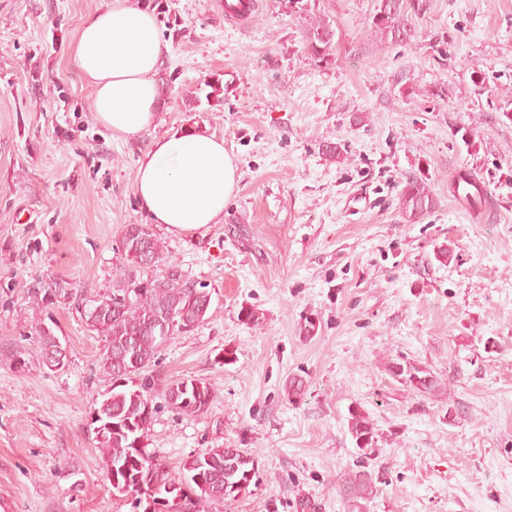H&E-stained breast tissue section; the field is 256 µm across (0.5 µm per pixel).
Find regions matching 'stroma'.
<instances>
[{
	"label": "stroma",
	"mask_w": 512,
	"mask_h": 512,
	"mask_svg": "<svg viewBox=\"0 0 512 512\" xmlns=\"http://www.w3.org/2000/svg\"><path fill=\"white\" fill-rule=\"evenodd\" d=\"M102 2L0 0V501L129 512L107 488L92 419L110 381L77 300L111 288L122 226L150 224L138 158L189 127L223 138L239 179L221 223L151 224L211 306L146 376L157 395L193 378L215 398L199 415L161 408L149 450L174 474L205 448L255 456L257 487L223 512H512V0H411L406 46L370 34L378 0H260L244 30L224 0H147L170 52L154 126L125 140L95 120L69 56ZM320 18L336 31L323 62L305 43ZM462 170L487 189L483 219L448 191ZM409 177L436 199L414 224ZM61 278L72 297L47 295ZM46 328L67 346L61 368L37 342ZM394 362L435 389L394 378ZM356 408L377 439L367 457ZM391 375L410 385L418 393H427L435 388L436 381L424 367L414 363H392ZM349 430L355 441L356 448L367 457L375 448V435L371 423L363 413L358 410H350Z\"/></svg>",
	"instance_id": "1"
}]
</instances>
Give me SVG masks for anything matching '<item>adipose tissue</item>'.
I'll return each instance as SVG.
<instances>
[{"label": "adipose tissue", "mask_w": 512, "mask_h": 512, "mask_svg": "<svg viewBox=\"0 0 512 512\" xmlns=\"http://www.w3.org/2000/svg\"><path fill=\"white\" fill-rule=\"evenodd\" d=\"M169 44L153 11L135 0H107L88 13L70 56L93 87L91 110L113 137L148 130L156 117V75ZM222 138L192 130L154 137L138 161L134 195L153 223L186 234L220 223L237 184Z\"/></svg>", "instance_id": "ef3b65f1"}]
</instances>
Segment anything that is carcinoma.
Instances as JSON below:
<instances>
[{
  "instance_id": "cac0c4a2",
  "label": "carcinoma",
  "mask_w": 512,
  "mask_h": 512,
  "mask_svg": "<svg viewBox=\"0 0 512 512\" xmlns=\"http://www.w3.org/2000/svg\"><path fill=\"white\" fill-rule=\"evenodd\" d=\"M378 2L371 32L395 44H410L415 30L409 20L407 0H399V7L395 10L383 8L386 0ZM382 12L386 13L383 20L379 18ZM334 37L335 30L330 22L321 19L310 25L306 46L314 60H326ZM458 183L470 184V193L461 195L460 200L471 207L474 215L484 214L488 207V195L481 182L475 180L473 174L462 171L457 176V183L449 185L450 193H455ZM435 206V197L422 182L416 178L406 180L400 192V208L408 221H419ZM143 233L148 236L149 248L157 266L150 268L144 264L140 238L127 233L123 237L118 274L112 281V288L92 299L85 297L78 303L82 309L81 315L86 320L90 317L89 309L103 308V315L95 322L88 323V327L102 336L104 345L98 364L112 380L111 386L102 394L99 407L95 409L97 420L118 426L116 430H105L99 435L104 466L108 471L111 465L122 462L127 470L119 474V479H128L134 484L140 482L147 491L154 486L157 493L166 494V512H212V506L234 501L252 492L260 478L258 460L239 448L233 454L234 465L230 468L227 466L230 449L222 446L205 448L183 459L180 473L176 475L170 474L155 454L151 455V459L144 460L139 444L147 440L158 406L149 384L133 386L116 382V356L127 344H132L141 370H146L155 362L163 339L150 324L154 314L167 311L179 320L188 318L204 322L199 312L208 292L189 287L190 280L184 274L166 275L165 269L176 266V263L168 258L164 245L150 228L143 227ZM129 294L132 299L122 305L118 315H112V301ZM390 372L419 393H427L436 385L431 373L415 363L394 362ZM213 398L211 384L195 379L172 380L163 391L166 406L178 414H202V407L210 406ZM349 430L359 452L369 455L374 448L375 435L371 423L358 409L350 411ZM183 475L200 480L195 485L192 499L169 493V488Z\"/></svg>"
}]
</instances>
